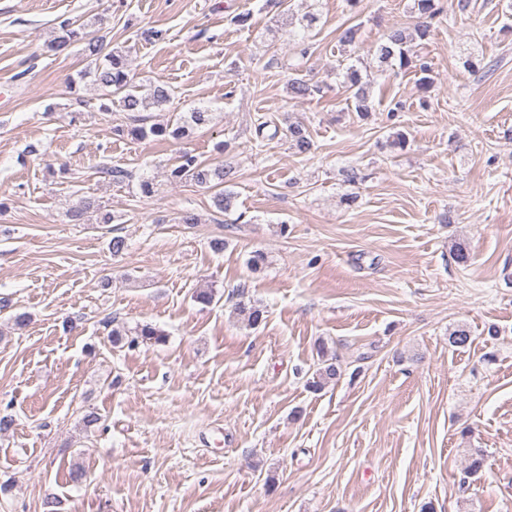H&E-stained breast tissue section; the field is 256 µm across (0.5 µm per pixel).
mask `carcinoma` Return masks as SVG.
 Wrapping results in <instances>:
<instances>
[{"label": "carcinoma", "instance_id": "1", "mask_svg": "<svg viewBox=\"0 0 512 512\" xmlns=\"http://www.w3.org/2000/svg\"><path fill=\"white\" fill-rule=\"evenodd\" d=\"M439 0H413L412 9L419 14V23L413 31L401 26H393L385 34L383 41L377 46L375 57L379 66H396L405 71L422 74L419 78V87L424 96L420 97L419 105L428 107L426 93L432 87V80L428 77L430 69L422 57L414 50V44L429 39L432 32V20L441 12ZM76 42L83 44V53L88 60L86 68L80 72V79H87L101 91L99 95L98 112L110 114L112 112H126L131 123L116 125L112 132L118 136H128L133 140L161 141L168 138L176 140L192 137L196 127L208 121L206 112L191 113V120L171 127L164 124L147 126L143 120L137 118V113L148 108L149 105H163L171 100L169 85L159 83L152 86L146 96L137 94V86L128 63V51L112 47L106 37L85 31V26L76 24L70 18L58 21L56 35L50 42V47L57 53H63ZM344 84L349 92L347 105L353 108L361 118H366L372 112V103L367 88L363 82L361 71L351 65L346 68ZM289 90L294 99L314 98L322 93V88L303 78H294L289 82ZM288 139L296 153L306 155L311 151L312 143L305 127L298 123L288 124ZM96 173L112 183H130L134 180L132 171L115 166L107 160L96 165ZM232 168L222 164L214 165L198 156L185 152L179 156L177 162L168 171V180L171 183L192 182L200 187L212 191L213 206L221 211L228 212L234 206V192L225 188L224 184L230 181ZM89 213L97 214L100 224H112L121 220V216L112 213L95 197H86L81 205L70 210V220L82 224ZM245 289L239 290L242 300L236 304L235 310L244 316L248 325L254 327L263 319V310L252 303L243 301ZM130 337L128 344L138 342L146 344H161L166 341L165 334L150 323L139 324L133 329L117 327L112 329L113 343L118 345ZM341 376L337 357L328 354L324 348L320 349V363L316 377L309 382L308 387L317 392ZM485 462V454L481 448L469 449L468 464L465 468V479L460 484H466V479L481 471Z\"/></svg>", "mask_w": 512, "mask_h": 512}]
</instances>
